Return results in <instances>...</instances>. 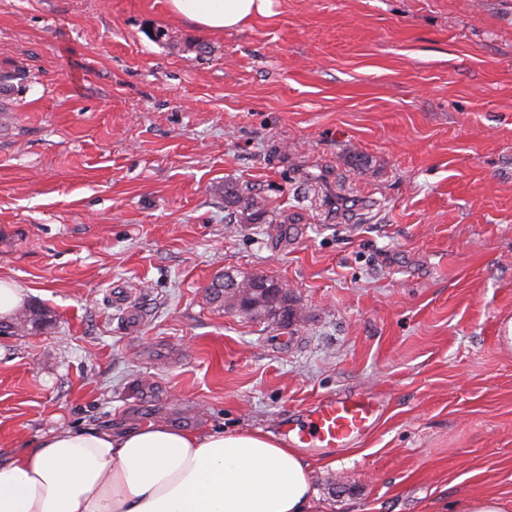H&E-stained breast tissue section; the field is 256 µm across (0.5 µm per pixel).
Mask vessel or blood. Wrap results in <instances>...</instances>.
Here are the masks:
<instances>
[{
  "label": "vessel or blood",
  "mask_w": 512,
  "mask_h": 512,
  "mask_svg": "<svg viewBox=\"0 0 512 512\" xmlns=\"http://www.w3.org/2000/svg\"><path fill=\"white\" fill-rule=\"evenodd\" d=\"M378 413V402L367 393L329 397L305 409L302 423L289 427V444L294 448L310 444L345 447L374 428Z\"/></svg>",
  "instance_id": "vessel-or-blood-1"
}]
</instances>
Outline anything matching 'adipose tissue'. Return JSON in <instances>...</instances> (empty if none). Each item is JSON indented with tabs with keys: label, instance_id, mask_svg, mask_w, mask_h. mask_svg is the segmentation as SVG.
Instances as JSON below:
<instances>
[{
	"label": "adipose tissue",
	"instance_id": "ef3b65f1",
	"mask_svg": "<svg viewBox=\"0 0 512 512\" xmlns=\"http://www.w3.org/2000/svg\"><path fill=\"white\" fill-rule=\"evenodd\" d=\"M169 5L209 32L274 13V0ZM316 499L300 449L259 430L67 429L0 459V512H313Z\"/></svg>",
	"mask_w": 512,
	"mask_h": 512
}]
</instances>
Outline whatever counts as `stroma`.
Masks as SVG:
<instances>
[{"mask_svg":"<svg viewBox=\"0 0 512 512\" xmlns=\"http://www.w3.org/2000/svg\"><path fill=\"white\" fill-rule=\"evenodd\" d=\"M0 457L53 430H262L368 392L303 449L316 512L512 499V0H0ZM262 200L232 224L224 186ZM288 288L287 325L209 299ZM171 11L209 32L242 27L274 13V0H169ZM22 288L10 281L0 280V318L10 317L22 304Z\"/></svg>","mask_w":512,"mask_h":512,"instance_id":"stroma-1","label":"stroma"}]
</instances>
